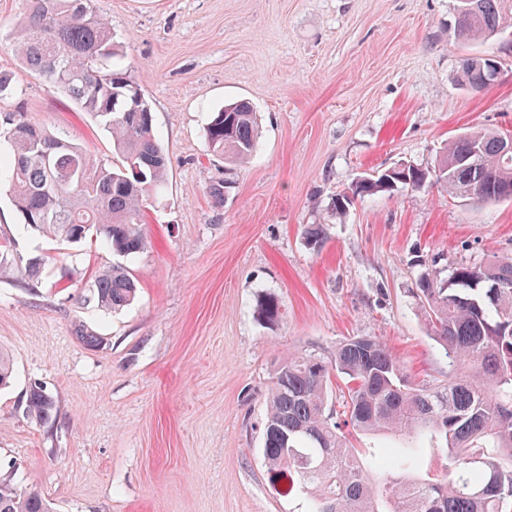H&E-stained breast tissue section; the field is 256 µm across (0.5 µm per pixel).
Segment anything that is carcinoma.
I'll return each mask as SVG.
<instances>
[{"label": "carcinoma", "instance_id": "cac0c4a2", "mask_svg": "<svg viewBox=\"0 0 512 512\" xmlns=\"http://www.w3.org/2000/svg\"><path fill=\"white\" fill-rule=\"evenodd\" d=\"M454 33L467 50L458 79L474 92L488 88L491 56L468 49L512 27V0H455ZM12 49L29 70L60 89L111 134L119 161L96 164L63 131L51 132L25 112L0 118V186L8 188L24 224L74 244L91 235L122 256L146 247L145 198L158 192L168 158L151 108L124 66L122 46L92 0H26ZM209 151L244 163L257 151L259 124L241 99L212 113L204 128ZM506 133L472 131L452 139L436 164L367 175L336 194L342 218L359 200L417 191L441 182L448 195L479 205L512 198V153ZM419 299L456 372L439 389L410 381L392 351L371 337L336 346L331 361L315 354L289 357L277 368L262 440L270 479L286 493L310 490L307 512H512V255L483 266H460L449 277L420 280ZM137 285L114 265L95 276L85 300L118 311ZM340 389L343 422L329 407L331 373ZM53 401L30 386L23 413L46 422ZM409 440L444 436L448 480L411 479L418 449L383 448L376 464L389 479L376 483L360 464L340 425ZM0 512H51L35 493L20 494L0 480Z\"/></svg>", "mask_w": 512, "mask_h": 512}]
</instances>
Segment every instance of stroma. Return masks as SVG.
<instances>
[{
	"mask_svg": "<svg viewBox=\"0 0 512 512\" xmlns=\"http://www.w3.org/2000/svg\"><path fill=\"white\" fill-rule=\"evenodd\" d=\"M120 38L168 157L163 194L146 204L147 249L117 259L94 238L74 245L27 229L0 195V239L41 258L30 281L0 269V477L54 512H306L274 488L263 456L266 397L280 362L331 358L353 336L384 342L418 384L453 368L418 298L422 274L512 255V201L452 200L443 185L358 201L332 197L362 173L434 165L474 128L512 130V34L487 44L501 67L472 93L455 81L463 50L453 0H93ZM22 0H0V72L17 92L0 113L62 129L97 162L112 140L61 91L25 68L8 35ZM247 98L261 137L224 198L223 159L207 150L209 112ZM319 225V244L303 228ZM122 263L135 301L84 300ZM281 316L266 323L262 296ZM100 344L89 343V336ZM47 422L21 408L33 383ZM414 476L448 475L445 442L420 435Z\"/></svg>",
	"mask_w": 512,
	"mask_h": 512,
	"instance_id": "obj_1",
	"label": "stroma"
}]
</instances>
